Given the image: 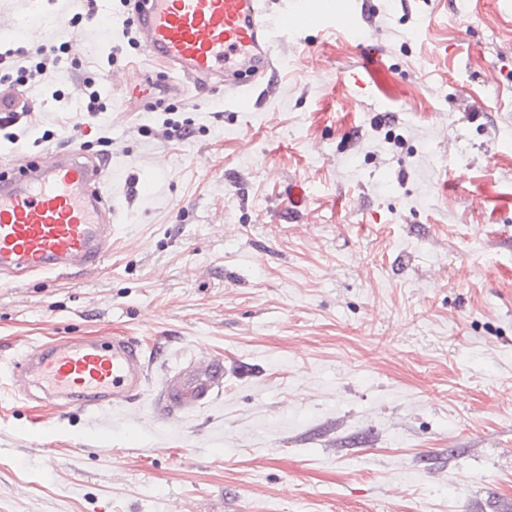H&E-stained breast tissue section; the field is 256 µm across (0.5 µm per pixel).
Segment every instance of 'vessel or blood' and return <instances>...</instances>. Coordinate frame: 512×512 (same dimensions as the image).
<instances>
[{
	"instance_id": "1",
	"label": "vessel or blood",
	"mask_w": 512,
	"mask_h": 512,
	"mask_svg": "<svg viewBox=\"0 0 512 512\" xmlns=\"http://www.w3.org/2000/svg\"><path fill=\"white\" fill-rule=\"evenodd\" d=\"M139 41L153 61L196 87H234L240 103L258 102L277 70L278 34H298L321 20L352 29L350 10L312 12L300 4L267 19L263 0H136ZM117 207L104 167L83 150L52 152L0 176V275L64 274L96 265L112 248ZM52 406L81 394L86 407L124 403L146 381L141 345L123 336L59 339L37 345L16 361ZM224 380V363L205 361L158 401L168 415L187 403H207Z\"/></svg>"
}]
</instances>
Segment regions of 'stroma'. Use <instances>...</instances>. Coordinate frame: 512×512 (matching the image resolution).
I'll return each instance as SVG.
<instances>
[{
	"instance_id": "stroma-1",
	"label": "stroma",
	"mask_w": 512,
	"mask_h": 512,
	"mask_svg": "<svg viewBox=\"0 0 512 512\" xmlns=\"http://www.w3.org/2000/svg\"><path fill=\"white\" fill-rule=\"evenodd\" d=\"M348 2L357 31L279 35L259 105L168 91L196 131L176 141L129 84L161 70L130 7L71 28L83 0H0L1 50H66L25 88L37 121L0 131V171L79 121L119 209L96 266L0 285V512H512V10ZM88 336L142 342L136 402L18 395V358ZM209 359L211 402L157 416Z\"/></svg>"
}]
</instances>
